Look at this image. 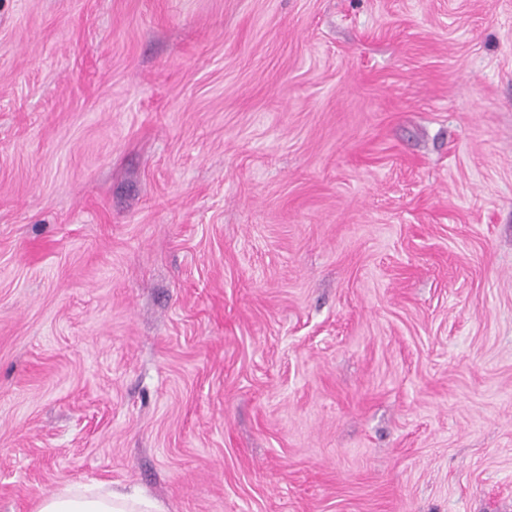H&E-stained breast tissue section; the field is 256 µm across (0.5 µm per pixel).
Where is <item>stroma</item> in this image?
I'll list each match as a JSON object with an SVG mask.
<instances>
[{
	"instance_id": "obj_1",
	"label": "stroma",
	"mask_w": 512,
	"mask_h": 512,
	"mask_svg": "<svg viewBox=\"0 0 512 512\" xmlns=\"http://www.w3.org/2000/svg\"><path fill=\"white\" fill-rule=\"evenodd\" d=\"M512 512V0H0V512ZM161 506L143 496L93 491L69 486L40 500L36 512H160Z\"/></svg>"
}]
</instances>
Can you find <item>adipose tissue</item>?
<instances>
[{
	"label": "adipose tissue",
	"instance_id": "1",
	"mask_svg": "<svg viewBox=\"0 0 512 512\" xmlns=\"http://www.w3.org/2000/svg\"><path fill=\"white\" fill-rule=\"evenodd\" d=\"M36 512H161V507L143 496L69 486L41 499Z\"/></svg>",
	"mask_w": 512,
	"mask_h": 512
}]
</instances>
